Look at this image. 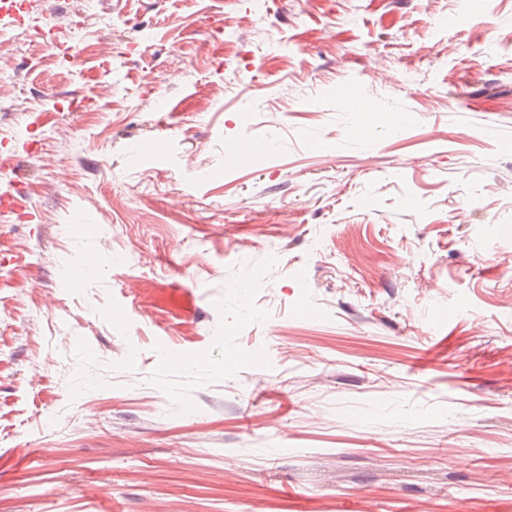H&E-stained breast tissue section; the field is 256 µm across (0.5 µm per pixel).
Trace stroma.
I'll list each match as a JSON object with an SVG mask.
<instances>
[{
    "label": "stroma",
    "mask_w": 512,
    "mask_h": 512,
    "mask_svg": "<svg viewBox=\"0 0 512 512\" xmlns=\"http://www.w3.org/2000/svg\"><path fill=\"white\" fill-rule=\"evenodd\" d=\"M0 86V512H512V0H32Z\"/></svg>",
    "instance_id": "obj_1"
}]
</instances>
